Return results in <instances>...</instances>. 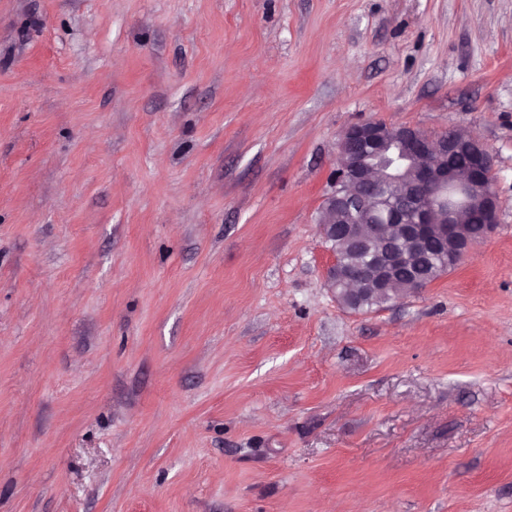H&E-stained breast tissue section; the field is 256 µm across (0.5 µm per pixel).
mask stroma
<instances>
[{
	"label": "stroma",
	"mask_w": 512,
	"mask_h": 512,
	"mask_svg": "<svg viewBox=\"0 0 512 512\" xmlns=\"http://www.w3.org/2000/svg\"><path fill=\"white\" fill-rule=\"evenodd\" d=\"M369 120L481 139L500 216L354 312ZM0 512H512V0H0Z\"/></svg>",
	"instance_id": "1"
}]
</instances>
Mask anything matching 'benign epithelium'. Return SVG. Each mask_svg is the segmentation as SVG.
Listing matches in <instances>:
<instances>
[{
    "label": "benign epithelium",
    "mask_w": 512,
    "mask_h": 512,
    "mask_svg": "<svg viewBox=\"0 0 512 512\" xmlns=\"http://www.w3.org/2000/svg\"><path fill=\"white\" fill-rule=\"evenodd\" d=\"M470 155L464 170L435 160L460 149ZM336 173L325 206L332 209L347 203L372 208L378 187L391 182L407 202L420 199L428 189L450 184L467 188L469 197L481 206L485 226L475 236L461 219V212L452 211L443 219L426 210L415 224H404L396 213L385 212L378 224L321 225L325 239H344L384 246L391 242L389 225L398 231L400 248H392L373 273L358 266L334 264L329 286L336 290L342 305L348 309L368 293L387 291L392 302L398 294L390 291V272L408 262L412 253L435 242L451 257L463 258L477 243L488 239L499 222L500 205L497 193L489 187L493 174V157L488 147L475 136L453 132L449 136L430 137L404 125H387L380 121L355 123L344 129L337 144Z\"/></svg>",
    "instance_id": "benign-epithelium-1"
}]
</instances>
